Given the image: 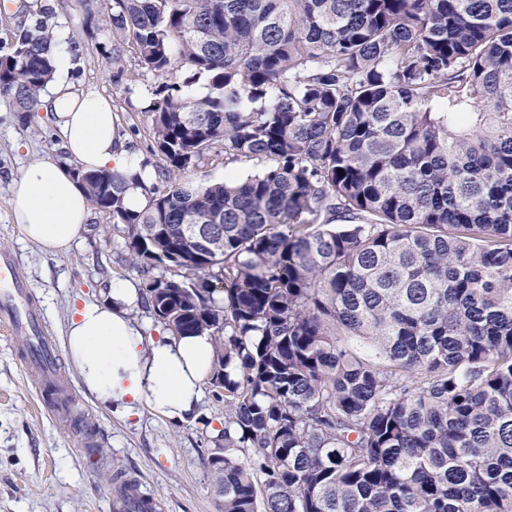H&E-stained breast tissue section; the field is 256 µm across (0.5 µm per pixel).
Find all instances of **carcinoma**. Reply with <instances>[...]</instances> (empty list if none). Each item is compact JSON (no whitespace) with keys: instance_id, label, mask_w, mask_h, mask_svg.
I'll return each instance as SVG.
<instances>
[{"instance_id":"cac0c4a2","label":"carcinoma","mask_w":512,"mask_h":512,"mask_svg":"<svg viewBox=\"0 0 512 512\" xmlns=\"http://www.w3.org/2000/svg\"><path fill=\"white\" fill-rule=\"evenodd\" d=\"M82 5L115 81L130 49L163 79L147 206L72 172L172 335L214 336L222 512H512V0ZM53 41L19 26L0 52L16 111ZM220 154L262 168L178 178Z\"/></svg>"}]
</instances>
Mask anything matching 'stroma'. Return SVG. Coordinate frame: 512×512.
<instances>
[{
	"mask_svg": "<svg viewBox=\"0 0 512 512\" xmlns=\"http://www.w3.org/2000/svg\"><path fill=\"white\" fill-rule=\"evenodd\" d=\"M40 20L71 50L73 88L109 98L126 144L149 167L159 165L149 136L156 78L115 82L103 57L112 48V36L102 23L88 19L78 0H11L7 14L0 15V46L10 42L16 27ZM45 156L66 159L49 113L33 112L23 120L0 100V251L14 253L24 266L60 345L73 306L104 299L115 282L139 289L143 280L128 260L124 226L98 210H91L65 254H45L26 240L11 218V183ZM23 346L22 338L0 332V512H113V482L120 472L138 478L144 491L160 499L162 512H219L220 497L205 459L224 429V402L211 385H204L202 404L186 422H171L146 408L125 419L86 391L66 352H59L58 371L97 432L96 447L85 453L75 436L40 409L19 360Z\"/></svg>",
	"mask_w": 512,
	"mask_h": 512,
	"instance_id": "35a3bbf8",
	"label": "stroma"
}]
</instances>
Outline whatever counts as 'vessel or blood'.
I'll use <instances>...</instances> for the list:
<instances>
[{"label": "vessel or blood", "instance_id": "vessel-or-blood-1", "mask_svg": "<svg viewBox=\"0 0 512 512\" xmlns=\"http://www.w3.org/2000/svg\"><path fill=\"white\" fill-rule=\"evenodd\" d=\"M0 324L15 336H31L35 346L24 357L25 369L40 380L39 406L53 409L59 417H67L73 402L72 391L59 377L55 344L42 330V315L28 286L26 273L17 257L0 253ZM123 512H159L160 503L146 493L136 481L124 482L118 496Z\"/></svg>", "mask_w": 512, "mask_h": 512}]
</instances>
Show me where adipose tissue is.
<instances>
[{
    "instance_id": "ef3b65f1",
    "label": "adipose tissue",
    "mask_w": 512,
    "mask_h": 512,
    "mask_svg": "<svg viewBox=\"0 0 512 512\" xmlns=\"http://www.w3.org/2000/svg\"><path fill=\"white\" fill-rule=\"evenodd\" d=\"M55 67L58 79L41 104L70 162L63 165L46 156L25 167L12 180L10 203L13 222L50 255L67 252L90 215L71 164L125 175V206L135 212L146 206L143 187L151 181L140 155L119 135L111 102L93 91H74L65 80L71 67L67 53H56ZM138 303L137 288L113 283L106 299L73 308L64 348L84 387L100 403L126 418L145 406L171 422H184L201 402L214 338L206 333L143 335L131 315Z\"/></svg>"
}]
</instances>
